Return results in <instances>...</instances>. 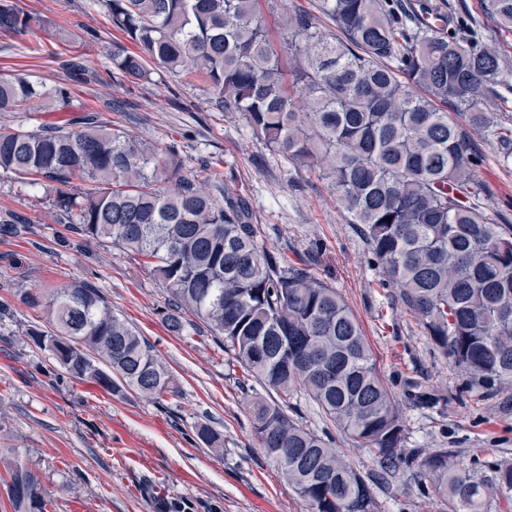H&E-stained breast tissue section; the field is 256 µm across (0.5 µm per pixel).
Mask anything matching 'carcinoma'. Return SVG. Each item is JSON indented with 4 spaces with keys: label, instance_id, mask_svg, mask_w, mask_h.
I'll list each match as a JSON object with an SVG mask.
<instances>
[{
    "label": "carcinoma",
    "instance_id": "carcinoma-1",
    "mask_svg": "<svg viewBox=\"0 0 512 512\" xmlns=\"http://www.w3.org/2000/svg\"><path fill=\"white\" fill-rule=\"evenodd\" d=\"M482 3L512 30V0ZM99 5L135 46H112V72L148 80L158 69L200 80L273 151L325 165L381 283L470 384L512 390V224L496 223L479 204L470 139L437 107L451 104L473 127L507 138L500 114L481 109L505 82L495 53L426 22L425 14H445L413 0H317L334 29L295 8L278 44L260 0ZM28 27L14 0H0V30ZM68 95L60 84L0 78V112H42ZM184 167L176 146L134 136L88 108L65 125L0 124V173L54 189L57 222L71 232L64 245L93 239L143 258L167 294L168 328L183 332L191 315L221 338L228 365L276 394L249 400L251 432L305 512H380V504L335 439L303 423L300 398L375 453L376 478L406 470L446 512H512V462L473 457L460 466L451 448H404L402 414L342 294L264 246L246 196ZM22 301L46 309L49 329L33 326L27 336L71 377L111 394L179 392L92 283L29 288ZM406 391L414 403L434 405L419 382ZM195 432L220 447L209 426ZM9 476L15 512H48L51 500L31 470L18 465Z\"/></svg>",
    "mask_w": 512,
    "mask_h": 512
}]
</instances>
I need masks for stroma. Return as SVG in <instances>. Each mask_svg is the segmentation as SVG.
I'll list each match as a JSON object with an SVG mask.
<instances>
[{
	"instance_id": "35a3bbf8",
	"label": "stroma",
	"mask_w": 512,
	"mask_h": 512,
	"mask_svg": "<svg viewBox=\"0 0 512 512\" xmlns=\"http://www.w3.org/2000/svg\"><path fill=\"white\" fill-rule=\"evenodd\" d=\"M16 3L30 27L22 35L0 32V76L20 73L71 92L68 105L39 113V122H60L78 106L96 105L128 132L179 142L189 165L212 161L225 183L249 199L268 250L282 262L307 265L343 295L403 412L406 447L452 448L464 461L475 454L512 460V395L491 398L468 387L465 372L448 364L394 289L382 285L362 235L336 204L328 172L272 151L240 113L217 110L205 84L164 74L134 84L114 75L109 56L122 35L104 8L88 0ZM445 5L450 27L496 47L512 73V31L487 20L480 0ZM75 56L84 71L67 70ZM451 115L480 160L486 211L512 224V141L471 128L459 110ZM4 217L23 218L27 230L0 238V512H14L5 484L18 464L50 492L51 512H304L251 433L247 400L260 384L229 370L222 342L206 327L168 329L166 294L141 258L94 240L61 247L65 229L49 189L0 175ZM74 280L98 285L173 372L179 394H109L71 378L32 344L27 331L45 325V314L24 304L21 293L34 283ZM409 377L435 395L434 407L406 399ZM199 423L220 434L223 450L198 440ZM373 491L381 512H443L402 473Z\"/></svg>"
}]
</instances>
